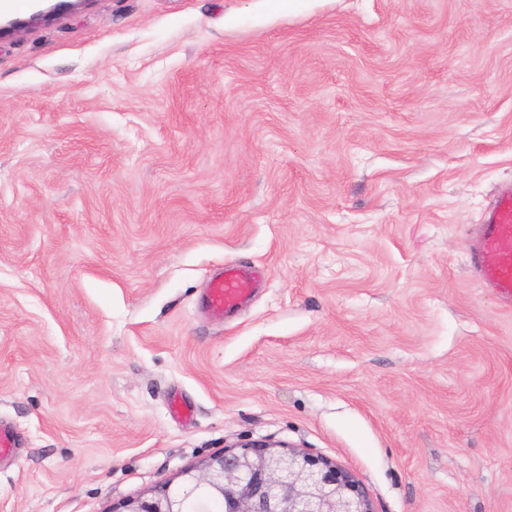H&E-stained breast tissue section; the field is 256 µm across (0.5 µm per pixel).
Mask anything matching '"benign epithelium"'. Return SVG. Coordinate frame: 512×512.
Segmentation results:
<instances>
[{"label":"benign epithelium","instance_id":"7a95c632","mask_svg":"<svg viewBox=\"0 0 512 512\" xmlns=\"http://www.w3.org/2000/svg\"><path fill=\"white\" fill-rule=\"evenodd\" d=\"M224 501V512H375L352 472L282 440L234 444L115 512H183L191 498Z\"/></svg>","mask_w":512,"mask_h":512}]
</instances>
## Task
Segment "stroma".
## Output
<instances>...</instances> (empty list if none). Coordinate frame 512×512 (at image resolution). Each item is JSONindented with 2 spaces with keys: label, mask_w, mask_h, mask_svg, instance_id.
<instances>
[{
  "label": "stroma",
  "mask_w": 512,
  "mask_h": 512,
  "mask_svg": "<svg viewBox=\"0 0 512 512\" xmlns=\"http://www.w3.org/2000/svg\"><path fill=\"white\" fill-rule=\"evenodd\" d=\"M44 7L0 13V512H116L262 437L376 512H512V305L468 268L512 0ZM228 263L266 283L217 323Z\"/></svg>",
  "instance_id": "stroma-1"
}]
</instances>
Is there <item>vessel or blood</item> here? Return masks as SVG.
<instances>
[{"label": "vessel or blood", "instance_id": "vessel-or-blood-1", "mask_svg": "<svg viewBox=\"0 0 512 512\" xmlns=\"http://www.w3.org/2000/svg\"><path fill=\"white\" fill-rule=\"evenodd\" d=\"M471 271L483 288L512 300V185L503 188L478 225L469 254ZM258 274L239 266L225 267L205 291V309L224 319L251 301L259 286Z\"/></svg>", "mask_w": 512, "mask_h": 512}]
</instances>
